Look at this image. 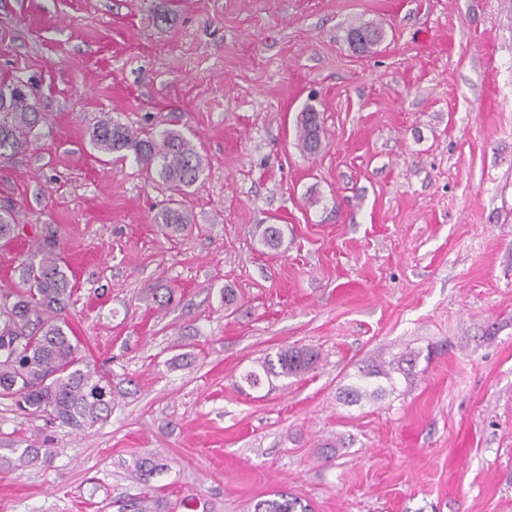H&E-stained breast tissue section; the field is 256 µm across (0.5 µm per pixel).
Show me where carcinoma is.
Returning a JSON list of instances; mask_svg holds the SVG:
<instances>
[{
	"mask_svg": "<svg viewBox=\"0 0 512 512\" xmlns=\"http://www.w3.org/2000/svg\"><path fill=\"white\" fill-rule=\"evenodd\" d=\"M382 37L380 27L364 23L348 30L347 40L364 52ZM43 113L24 85L0 86V159L19 153L28 134L39 124ZM297 138L304 152L317 153L322 147L318 113L309 107L297 123ZM95 148L104 153L131 150L146 165L159 161L160 175L178 194L196 184L205 169V158L196 147L175 131L144 138L110 119L100 121L91 132ZM157 223L178 227L189 223L180 201L157 217ZM39 261L20 264V279L26 289L0 296V398L14 401L22 413L44 417L77 429H86L112 413V383L91 365L84 346L75 335H68L69 323L63 317L74 293L67 272L60 265L52 245L39 248ZM418 354L408 351L395 360L371 366L361 375V383L345 390V399L357 403L381 392L364 388L369 378L392 380V373L408 379L413 375ZM319 354L309 347L285 346L276 358L266 357L260 370H250L242 380L256 387L261 377H300L317 364ZM254 512H306L301 502L283 493L255 504Z\"/></svg>",
	"mask_w": 512,
	"mask_h": 512,
	"instance_id": "1",
	"label": "carcinoma"
}]
</instances>
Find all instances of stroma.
<instances>
[{"label":"stroma","mask_w":512,"mask_h":512,"mask_svg":"<svg viewBox=\"0 0 512 512\" xmlns=\"http://www.w3.org/2000/svg\"><path fill=\"white\" fill-rule=\"evenodd\" d=\"M367 22L385 38L359 53ZM17 78L43 120L0 161V292L55 242L114 405L77 430L0 399V512H253L280 491L311 512H512V0H0ZM106 118L206 157L180 231L155 221L159 165L92 145ZM286 345L318 364L243 386ZM410 350L411 380L344 404ZM31 444L47 461L17 466ZM144 456L163 468L142 482ZM381 37L382 30L380 27L368 23L352 27L347 33V40L350 45L353 46L354 43H357L362 52L370 50L380 41ZM296 130L298 142L304 152L312 155L321 149L318 113L314 107L311 106L301 113ZM418 354L408 351L401 353L393 362L386 365L384 362L372 365L370 368L362 372L361 382L357 386H351L345 390V399L350 403H357L363 397H375L378 396L382 389L376 388L369 391L364 385L367 384L369 378H380L383 377L388 381H392V373L396 372L401 374L405 379H408L413 375V370L416 366ZM405 365V366H404ZM388 367V368H387Z\"/></svg>","instance_id":"35a3bbf8"}]
</instances>
